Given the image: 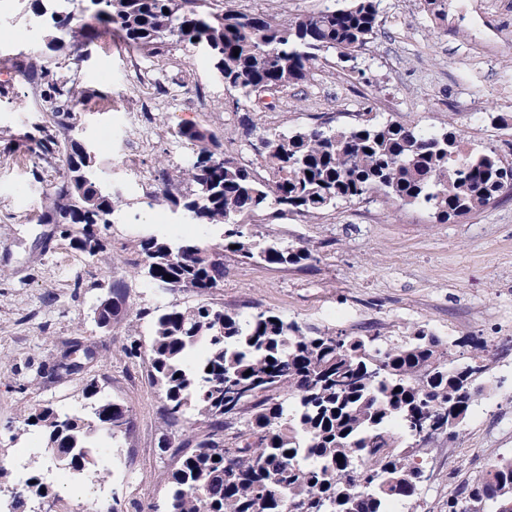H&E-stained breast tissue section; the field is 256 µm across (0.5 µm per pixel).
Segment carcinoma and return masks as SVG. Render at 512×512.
Returning a JSON list of instances; mask_svg holds the SVG:
<instances>
[{
    "instance_id": "1",
    "label": "carcinoma",
    "mask_w": 512,
    "mask_h": 512,
    "mask_svg": "<svg viewBox=\"0 0 512 512\" xmlns=\"http://www.w3.org/2000/svg\"><path fill=\"white\" fill-rule=\"evenodd\" d=\"M18 2L27 18L42 20L38 41L19 65L21 77L39 86L47 103L48 126L31 150L62 157L41 223L61 225L73 248L94 258L104 244L95 251L85 245L100 239L99 228L112 223L122 196L102 180L92 150L75 137L79 82L38 66L40 47L76 51L103 27L118 30L130 49L151 58L174 42L193 45L204 37L224 84L251 96L306 81L324 52L345 64L356 60L379 27L380 0H349L341 9L291 20L212 7L210 0ZM173 135L194 144L196 156L185 167L158 166L153 201L181 211L184 223L214 227L220 235L140 239L135 274L166 291L221 287L224 262L214 258L217 252L273 265L310 259L306 246L253 231V218L270 205L313 217L382 191L403 204H424L446 223L512 184V164L493 150L466 151L452 129L362 120L341 130L317 126L263 138L255 150L265 158L267 180L225 155L206 128L181 124ZM112 302L95 310L108 328L123 311L122 289L112 288ZM152 328L150 378L165 397L168 418L190 411L201 428L195 448L167 474L161 512H253L259 501L262 512H387L389 504L416 494L424 469L408 443L410 418L431 420L443 405L456 417L447 422L451 436L482 394L423 329L400 343L347 335L338 343L332 333L304 330L273 312L241 319L209 304L172 305L154 315ZM280 392L294 399L292 406L274 398ZM97 394L89 384L95 398L89 417L45 407L26 421L43 429L46 448L73 471L96 464V435L112 438L115 423L125 429L130 422L127 407ZM247 408L252 420L233 446L224 445L226 420ZM510 495L512 458H500L448 498V512H487L493 498Z\"/></svg>"
}]
</instances>
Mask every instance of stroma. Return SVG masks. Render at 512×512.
Returning <instances> with one entry per match:
<instances>
[{
  "label": "stroma",
  "mask_w": 512,
  "mask_h": 512,
  "mask_svg": "<svg viewBox=\"0 0 512 512\" xmlns=\"http://www.w3.org/2000/svg\"><path fill=\"white\" fill-rule=\"evenodd\" d=\"M348 0H230L248 12L304 17ZM381 26L343 70L326 53L306 83L264 98L229 90L208 52L178 44L158 58L130 50L118 33L99 31L79 51L44 55L53 70L76 68L83 95L79 136L94 149L106 182L123 193L104 233L105 252L88 260L41 223L44 197L58 175V156L28 149L40 138L45 104L14 68L28 52L20 4L0 28V504L13 512L24 467L17 448H43V431L26 426L43 407L74 410L96 382L131 411L126 430L103 439L101 467L74 477L62 466L43 471L47 498L27 512H137L163 502L162 470L174 468L180 441L195 417L166 420L165 401L149 379L147 357L127 359L123 325L97 326L93 310L113 286L132 309L211 303L248 317L274 312L302 328L391 340L421 328L438 337L457 364L475 363L483 393L457 437L438 435L422 448L426 478L398 512H445L459 484L493 459L512 457V189L482 209L440 223L423 205L377 192L338 204L316 219L269 207L255 230L285 244L306 245L312 260L276 266L224 255V284L210 294L165 291L134 276L139 238L199 233L171 207H148L158 190L156 157L184 165L195 148L174 136L181 123L209 129L225 152L258 176L260 139L322 125L349 126L356 113L379 122L456 127L466 146L495 150L512 162V0H449L448 24L437 28L423 0H381ZM95 350L80 373L55 374L72 341ZM175 439L164 447L163 438Z\"/></svg>",
  "instance_id": "stroma-1"
}]
</instances>
